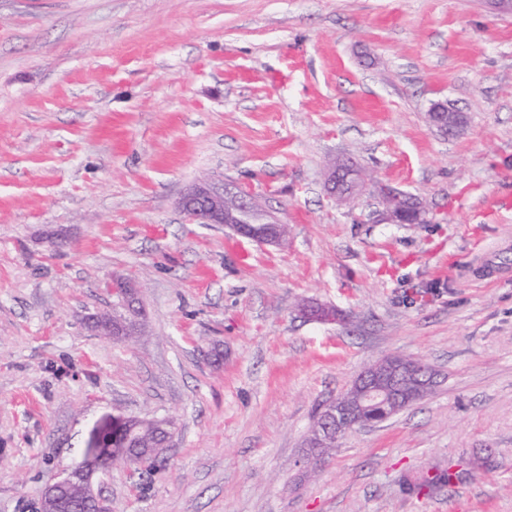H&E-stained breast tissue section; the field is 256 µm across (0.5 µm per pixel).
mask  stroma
<instances>
[{
    "label": "stroma",
    "instance_id": "1",
    "mask_svg": "<svg viewBox=\"0 0 512 512\" xmlns=\"http://www.w3.org/2000/svg\"><path fill=\"white\" fill-rule=\"evenodd\" d=\"M437 102L463 127L432 129ZM336 160L369 177L343 203ZM201 176L287 245L190 223ZM379 184L424 223L382 222ZM505 239L512 13L485 0H0V512H37L118 415L174 437L151 474L110 466L112 512H512V249L504 277L464 273ZM115 276L130 344L92 321ZM394 354L440 386L306 463L318 406ZM112 295H116L120 301L122 308L126 312V319L112 323L120 314L112 311V319L106 318L103 323V329L108 331L107 334L113 336H127L131 332V324L138 325L140 322V311H135V302L137 300V290L132 282L122 277H114L110 285ZM461 476L460 471H453L452 467H448V473L443 472L430 476L429 474L422 475H407L403 479V485L408 493H420L424 489H431L440 484H450L454 479H459Z\"/></svg>",
    "mask_w": 512,
    "mask_h": 512
}]
</instances>
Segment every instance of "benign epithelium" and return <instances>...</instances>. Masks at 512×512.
Masks as SVG:
<instances>
[{
  "label": "benign epithelium",
  "mask_w": 512,
  "mask_h": 512,
  "mask_svg": "<svg viewBox=\"0 0 512 512\" xmlns=\"http://www.w3.org/2000/svg\"><path fill=\"white\" fill-rule=\"evenodd\" d=\"M428 117L431 125L443 134L454 132L465 123L463 113L453 111L443 103L433 104ZM354 175L356 170L349 164L331 166L327 178L330 196L336 197V181L347 180ZM179 207L194 224H222L235 234L258 243L284 245L283 223L266 211L259 197L234 181L216 182L201 178L180 197ZM256 211L264 214L261 223L265 227L261 229L248 220ZM110 288L126 312V319L112 323V335L126 336L131 325L140 322V312L134 310L137 290L132 282L122 277L113 278ZM298 310L304 316L320 322L337 320L336 312L311 309L305 303ZM437 383L438 373L425 362L403 357L390 359L362 371L346 391L352 401L330 400L321 408V418L328 423L336 421V434L339 435L359 424L355 417L364 410L380 405L392 414L397 413L401 408L420 401L429 388ZM118 422L117 417L100 422L89 437L88 452L83 463L45 488L41 502L46 512H56L58 509L54 498L57 487L78 478L82 481L85 494L98 502V512H109L100 492L94 490L92 479L95 474L104 473L110 467V461L106 460L101 449L110 441L112 428Z\"/></svg>",
  "instance_id": "1"
}]
</instances>
